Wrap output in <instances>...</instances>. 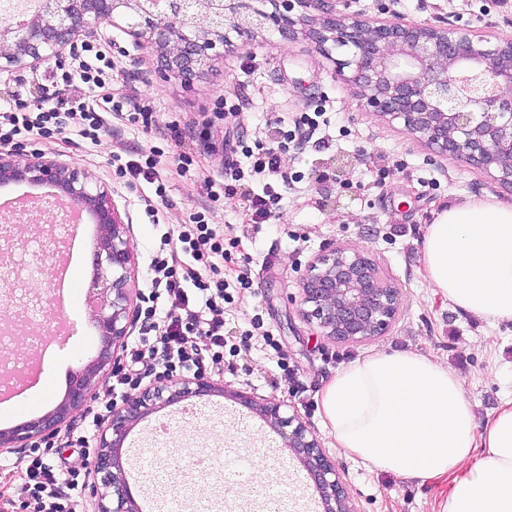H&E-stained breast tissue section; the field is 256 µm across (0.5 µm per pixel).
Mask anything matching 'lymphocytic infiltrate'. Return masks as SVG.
Listing matches in <instances>:
<instances>
[{"label": "lymphocytic infiltrate", "mask_w": 512, "mask_h": 512, "mask_svg": "<svg viewBox=\"0 0 512 512\" xmlns=\"http://www.w3.org/2000/svg\"><path fill=\"white\" fill-rule=\"evenodd\" d=\"M120 105L113 96L106 95L98 104L84 100L73 109L52 107L32 114L23 99H15L14 110L8 115L10 128L0 131V146L33 132L49 138L72 128L82 137L96 139L104 126V113L119 110ZM250 173L279 179L278 185H264L261 193L250 197L255 216L269 218L279 197L278 187L289 184L287 176L281 173L277 149L257 154ZM223 259L224 239L204 220H197L178 235L165 236L161 253L150 263L153 298L161 302L165 316L159 322L154 308L145 310L150 333L135 341L130 350L132 363L154 358L167 374L223 369L224 281L219 277V263ZM206 271L212 273V280L203 279ZM26 475L22 487L26 512H76L69 495L78 478L75 470L54 471L37 454L30 456Z\"/></svg>", "instance_id": "f902f5d3"}]
</instances>
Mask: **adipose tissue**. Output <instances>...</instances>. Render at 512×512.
I'll return each instance as SVG.
<instances>
[{"instance_id": "obj_1", "label": "adipose tissue", "mask_w": 512, "mask_h": 512, "mask_svg": "<svg viewBox=\"0 0 512 512\" xmlns=\"http://www.w3.org/2000/svg\"><path fill=\"white\" fill-rule=\"evenodd\" d=\"M432 288L488 323L512 322V203L466 198L439 212L423 244ZM337 448L424 484L447 480L438 512H512V399L477 425L462 379L428 357L374 353L320 393Z\"/></svg>"}]
</instances>
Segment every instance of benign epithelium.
<instances>
[{
	"label": "benign epithelium",
	"instance_id": "7a95c632",
	"mask_svg": "<svg viewBox=\"0 0 512 512\" xmlns=\"http://www.w3.org/2000/svg\"><path fill=\"white\" fill-rule=\"evenodd\" d=\"M196 24L186 26L187 0H18L17 21L0 13V73L16 77L91 44L112 47L101 30L120 18L137 48L156 54L159 77L189 84L224 58L233 38L273 29L284 40L305 36L346 76L363 103L397 120L417 141L476 166L512 191V36L491 43L455 26L421 25L403 17L368 18L337 10L341 0H265L253 22L255 0H193ZM0 184L56 190L50 205L90 215L98 225L96 274L89 304L98 328L96 359L74 371L65 399L44 415L0 431V448L24 451L57 437L72 413L85 408L96 387L116 368L118 351L137 319L128 225L112 201V185L55 154L22 147L0 149ZM401 292L383 278L371 256L334 246L317 256L301 281V315L321 335L354 342L387 334L400 310ZM205 374L159 376L103 417L90 462L94 512H140L123 469V445L142 419L193 397L224 395ZM230 396L266 419L310 475L323 512H350L349 494L334 461L283 400Z\"/></svg>",
	"mask_w": 512,
	"mask_h": 512
}]
</instances>
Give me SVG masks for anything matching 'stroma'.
<instances>
[{"label": "stroma", "instance_id": "1", "mask_svg": "<svg viewBox=\"0 0 512 512\" xmlns=\"http://www.w3.org/2000/svg\"><path fill=\"white\" fill-rule=\"evenodd\" d=\"M351 9L417 24L443 20L490 40L512 33V0H353ZM111 34V47L100 54L105 87L146 99L152 125L143 126L126 107L107 116L98 140L66 133L52 139L30 135L25 144L111 183L112 198L129 219L136 262L132 286L141 294L149 292V263L164 235L204 215L224 236V369L213 372V379L230 390L285 400L298 411L335 459L355 512H438L445 485L422 486L367 469L336 448L322 421L319 394L356 358L411 351L459 375L478 424L492 417L512 395V322L488 324L436 294L425 279L422 246L428 224L449 203L466 197L510 203L512 193L482 170L415 141L400 123L370 112L310 39L266 35L245 42L187 87L160 79L155 55L137 50L122 30ZM60 75L55 61L21 81L0 74V114L12 110L14 96L32 104L39 87L55 91ZM314 114L319 142L282 147L281 168L291 187L269 220L254 221L245 191L261 192L264 182L252 179L244 189L236 184L238 175L249 170L250 154L270 147V124L290 130L301 116ZM340 155L353 160L341 171L334 165ZM150 156L159 162L154 184L125 168ZM27 218L11 213L15 236L0 246L11 252L13 263L32 267L49 237L67 238L71 229L51 213L37 224ZM332 245L368 252L400 288V316L388 335L341 343L302 319L300 278ZM45 287L41 279L22 285L0 281V316L32 318L41 326L37 339L15 333L8 352L24 359L42 347L46 359L66 357L58 365L55 393L34 407L38 416L64 399L71 373L97 356L98 331L82 292L67 287L49 293ZM195 405L201 410L195 419L185 417L179 403L159 409L131 431V444L123 449L124 465L139 464L156 512H166L174 501L183 512H260L267 490L285 498L288 512H322L307 472L257 414L219 395ZM158 418L168 422L169 432L154 443L148 435ZM83 425V413H74L45 449V462L81 468L75 441ZM218 434L243 453L276 449L277 468L266 471L264 480L225 493L216 473L195 472L199 456L220 452ZM25 464L24 455L0 448V503L9 502L8 512H24Z\"/></svg>", "mask_w": 512, "mask_h": 512}]
</instances>
